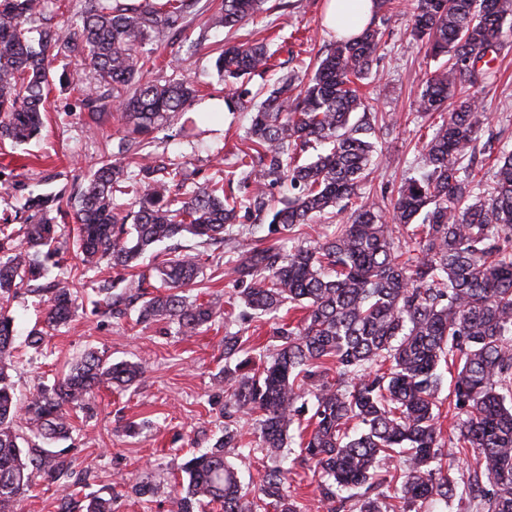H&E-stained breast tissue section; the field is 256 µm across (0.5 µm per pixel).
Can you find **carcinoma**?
I'll use <instances>...</instances> for the list:
<instances>
[{
    "instance_id": "obj_1",
    "label": "carcinoma",
    "mask_w": 512,
    "mask_h": 512,
    "mask_svg": "<svg viewBox=\"0 0 512 512\" xmlns=\"http://www.w3.org/2000/svg\"><path fill=\"white\" fill-rule=\"evenodd\" d=\"M61 2L0 0V140L24 143L41 133L53 63L73 57L111 86L109 96L88 92L85 101L95 123L112 108L120 112L129 156L125 168L102 161L80 188L72 239L53 216L61 211L55 195L29 197L31 220L19 229L0 225V512H12L45 481L56 484L57 512H114L113 498L78 489L81 477L66 449L32 440L68 437L74 415L92 410L97 389L128 390L142 376L139 364L114 363L89 348L20 402L10 374V299L24 289L44 297L43 325L26 337L37 351L79 307L76 283L42 282L67 243L84 267L105 263L118 272L165 243L154 268L161 291H146L144 277L121 278L94 289L96 305L121 315L139 300L137 323H171L195 336L223 310L187 295L202 282L201 253L168 242L190 234L224 244L229 226L252 208L268 212V232L292 245L265 246L259 236L247 250L227 247L225 269L248 283L230 310L278 320L275 355L257 362L260 348L250 337L224 334V371L215 386L225 394L228 421L208 451L171 461L187 486L174 494L170 512H194L203 498L222 512H302L288 490V470L263 463L245 488L226 463L224 449L245 447L249 421L265 458L286 457L299 439L300 463L313 472L328 512H422L455 495L475 512H512V151L500 152L491 185L478 192L471 148L488 115L466 94L492 76L489 64L512 36V0H414L412 36L443 62L416 100L422 116L439 118L423 147L422 171L404 181L392 204L394 223L415 224L413 254L396 244L383 209L362 192L376 130L358 116L367 105L355 81L380 58L383 33L375 22L336 42L308 80L289 72L264 92L226 97L228 110L251 113L249 144L235 168L243 187L255 189L239 197L224 193L222 177L184 192L178 164L157 165L139 152L197 93L186 77L144 80L143 45L182 24L199 0H89L76 18L32 35L31 23ZM263 4L224 0L206 25L238 29L255 21ZM273 56L264 41L227 42L215 66L237 81L267 71ZM312 142L329 152L298 162L296 152ZM278 181L296 194L278 203L267 198V185ZM117 191L133 195L138 210H122ZM338 206L347 211L343 223L307 243L313 218ZM442 362L456 367L450 394L457 424L446 441L436 412ZM305 411L306 424L290 435ZM457 454L472 459L461 473L448 465Z\"/></svg>"
}]
</instances>
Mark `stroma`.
<instances>
[{"instance_id":"stroma-1","label":"stroma","mask_w":512,"mask_h":512,"mask_svg":"<svg viewBox=\"0 0 512 512\" xmlns=\"http://www.w3.org/2000/svg\"><path fill=\"white\" fill-rule=\"evenodd\" d=\"M326 0H267L265 22L273 26L272 49L283 69H307L317 53L326 52L337 40L321 24ZM413 0H401L388 12L380 60L364 82L372 111L383 126L376 132L377 164L364 190L370 200L388 208L406 178L421 165L418 148L429 140V120L416 111L414 101L428 73L436 67L410 35ZM204 16L188 17L180 30L150 38L146 49L161 65L149 79L163 82L184 75L196 82L199 93L189 115H197L203 103L223 99L228 93L214 61L229 38L244 39L253 33L246 25L230 32L206 28ZM494 76L479 92L489 114L486 130L476 142L472 160L484 181L493 178L492 161L500 151L512 150V44L493 64ZM62 81L55 85L47 104L40 139L15 147L0 144V220L11 218L20 227L27 216L23 205L29 196H74L96 162L122 160V125L118 114L105 117L98 130L88 127L83 93L95 89L106 96L108 87L96 73L77 62L53 65ZM182 118L155 132L152 155L179 157L188 185L217 176L234 162L247 145L250 115L225 113L223 120L199 124L196 137L179 134ZM107 266L89 270L81 291L83 308L66 326L54 331L42 350L24 344L28 331L40 317L38 298L20 293L11 303L17 336L18 362L12 373L18 398L36 387L52 384L90 346L104 351L112 361L142 363L144 386L139 391L100 392L92 412L79 414L70 442L76 469L93 465L88 479L93 491L113 493L117 512H168L179 488L170 469L174 457L211 447L224 428V398L215 380L224 368V335L239 330L238 322L216 319L199 336H178L174 325L137 323V308L129 306L124 318L94 311L92 302L98 281L114 278ZM137 432L125 429L127 422ZM148 482L152 496L129 494L131 485Z\"/></svg>"}]
</instances>
